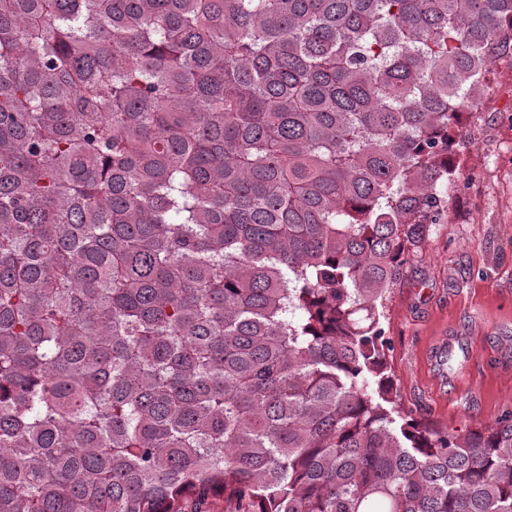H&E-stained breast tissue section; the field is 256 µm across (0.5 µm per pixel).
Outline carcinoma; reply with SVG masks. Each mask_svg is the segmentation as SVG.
<instances>
[{
  "instance_id": "cac0c4a2",
  "label": "carcinoma",
  "mask_w": 512,
  "mask_h": 512,
  "mask_svg": "<svg viewBox=\"0 0 512 512\" xmlns=\"http://www.w3.org/2000/svg\"><path fill=\"white\" fill-rule=\"evenodd\" d=\"M512 0H0V512H512V414L393 392Z\"/></svg>"
}]
</instances>
